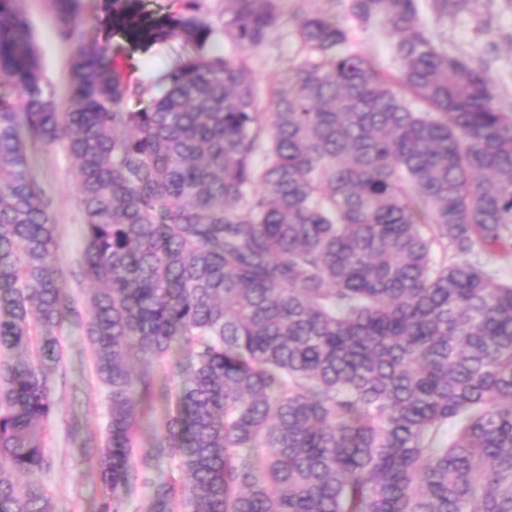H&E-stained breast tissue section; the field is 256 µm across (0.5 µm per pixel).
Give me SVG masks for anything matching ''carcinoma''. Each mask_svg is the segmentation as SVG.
<instances>
[{"label": "carcinoma", "mask_w": 512, "mask_h": 512, "mask_svg": "<svg viewBox=\"0 0 512 512\" xmlns=\"http://www.w3.org/2000/svg\"><path fill=\"white\" fill-rule=\"evenodd\" d=\"M0 0V512H55L35 475L57 402L54 331L83 329L108 401L99 467L150 512H512V102L489 55L451 54L418 0H350L393 41L388 73L298 0L304 55L260 106L250 54L280 0H54L76 43L70 98L45 82L26 18ZM472 0H428L438 20ZM183 45L146 84L111 40ZM234 52L225 53L220 39ZM132 99L145 102L128 108ZM77 163L83 320L27 145ZM263 163H254V157ZM184 411L137 448L158 371ZM189 482L152 478L161 458Z\"/></svg>", "instance_id": "1"}]
</instances>
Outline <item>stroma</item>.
<instances>
[{
  "label": "stroma",
  "instance_id": "stroma-1",
  "mask_svg": "<svg viewBox=\"0 0 512 512\" xmlns=\"http://www.w3.org/2000/svg\"><path fill=\"white\" fill-rule=\"evenodd\" d=\"M316 4L349 29L354 50L382 69L396 70L391 41L381 26L366 27L350 17L348 0H316ZM16 8L32 29L46 82L53 87L58 102H66L75 45L59 34L53 0H16ZM490 11L493 32L499 41L490 75L501 95L512 99V8L505 0H492ZM438 30L445 47L452 52H478L484 41L471 13L466 11L440 23ZM112 49L128 60L134 76L147 82L173 58L170 47L135 49L118 36L112 40ZM301 60L290 26H281L250 58L256 86L260 91H267L272 82L287 79ZM29 170L51 203L50 210L57 224V255L65 272V291L81 312H88L90 283L79 274L84 224L77 200L75 163L61 146H43L30 150ZM56 337L63 349L67 380L54 384L57 408L44 439L52 467L42 481L55 512H97L108 490L100 478L95 453L82 448L79 439L72 438L69 427L71 422H78L82 436L101 440L107 425L106 392L93 372L90 345L83 331L66 326L57 331ZM182 381V376L172 368L161 373L152 408L140 421L139 447H147L154 425L177 415Z\"/></svg>",
  "mask_w": 512,
  "mask_h": 512
}]
</instances>
